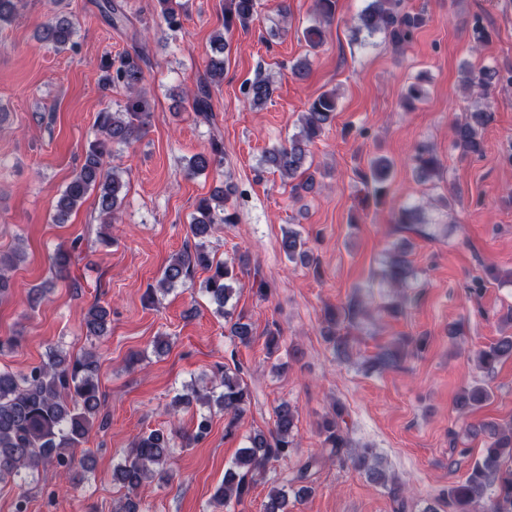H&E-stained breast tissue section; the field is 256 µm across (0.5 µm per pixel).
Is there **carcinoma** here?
I'll use <instances>...</instances> for the list:
<instances>
[{"instance_id":"cac0c4a2","label":"carcinoma","mask_w":512,"mask_h":512,"mask_svg":"<svg viewBox=\"0 0 512 512\" xmlns=\"http://www.w3.org/2000/svg\"><path fill=\"white\" fill-rule=\"evenodd\" d=\"M338 0H313L314 23L302 31V37L310 49L323 45L326 26L336 14ZM20 0H0V27L12 23L18 14ZM161 15L166 23L178 26L177 0H159ZM258 0H227L224 8V28L240 26L243 29L258 17ZM427 16L422 11L401 8V0H371L354 18L355 34L368 37L382 36L395 50L403 49L414 33L425 26ZM75 33L73 23L65 17H54L37 28V39L60 49L65 47ZM213 54L207 65L208 79L197 84L193 94L192 108L199 118L206 119L212 112L211 83L224 78L227 44L224 35L213 39ZM142 52L125 54L116 67L107 72L105 84L124 87L128 92L126 103L115 112H102L98 117V138L86 152L79 170L55 203L56 218L65 220L72 210L81 206L86 196L94 191L101 224L108 226L116 219L121 206L120 194L124 187L121 176L107 167V158L112 155V146H129L143 135L150 116L149 102L141 94L144 80L140 65ZM512 85V70L495 66H482L478 70L464 71L465 90L475 96L473 105L464 120L453 124V147L463 156H481L484 153V130L493 119L490 104L486 101L488 91L499 85ZM242 92L248 103L260 107L270 100L274 92V81L269 76H259L245 84ZM427 89L423 79L411 82L403 96L407 109L425 98ZM336 91L321 93L300 113L298 131L288 140L264 152L262 166L273 169L287 179H295L292 185L294 198L300 192L314 187V177L306 167L310 148L331 125L337 111ZM224 161V145L214 140L208 150L192 155L183 167L186 175L203 174ZM413 172L417 179L427 181L443 174V164L433 148L423 142L416 145L412 157ZM392 163L386 157H376L368 169L358 172L359 178L373 186L376 200L385 198L390 189ZM237 187L231 181L216 190L213 200L204 199L199 204L202 217L192 218L190 233L197 242L171 257L162 271L157 288L150 292L169 291L177 284L191 281L197 269L209 272L200 283V291L216 305V312L224 316V326L230 336L242 345L252 340L251 324L243 321L228 307L238 282L234 267L215 260L208 249V237L217 224L237 223L236 213L230 211L229 202L236 196ZM421 205L405 203L398 208L396 223L421 237L431 233L424 224ZM281 249L290 262L304 266L313 262V255L301 233L288 229L281 239ZM73 249L58 246L51 257L55 280L44 282L33 289L34 301H40L55 287V281L69 274ZM26 252L20 246L0 253V297L11 287V273L25 262ZM410 274L407 249L396 248L389 261L381 269V281L391 288L403 286ZM365 313L360 303L352 301L342 309H329L325 313L321 333L332 343L337 352H348L350 328L357 318ZM107 310L101 305H91L84 317L87 335L101 339L105 336ZM512 358V334L498 337L491 344L476 352L477 368L491 372L503 359ZM99 359L92 350L74 358L59 349H51L47 360L31 367L26 373L0 370V481L18 478L28 482L40 469L54 465L62 477L74 480L88 470V457H77L75 449L80 447L101 415L103 395L98 382ZM218 388H186L174 397L176 406L189 407L194 403L212 409L217 407L228 417L226 433H232L236 422L251 403V392L244 380L243 366L237 362L226 363L218 370ZM490 399L489 391L474 386L459 393L455 399L458 410L464 411L473 404ZM344 408L335 407V415L324 420L320 431L322 447L328 455L311 456L300 464L286 483L273 482L264 505V512H289V495L302 498L312 493V470L322 466L326 460L337 458L366 474L377 484L389 487V492L400 510H405L401 484L388 477L380 468L374 449L353 448L348 432L340 424ZM273 427L268 431H256L248 437L245 447L238 450L232 465L224 473V482L217 489L215 499L226 508L231 503L239 504L248 497L257 483V478L266 473L272 461L288 458L295 447V408L287 401L275 409ZM211 430V413L201 412L195 429L180 434L175 430L158 428L138 434L126 455L113 469V481L127 491L125 500L115 507V512H139L135 494L149 479L168 481L172 478L171 459L177 441L187 447L203 439ZM487 438L486 453L475 461L471 472L456 485L448 487L442 494V502L448 512H512V425L483 422L473 429Z\"/></svg>"}]
</instances>
